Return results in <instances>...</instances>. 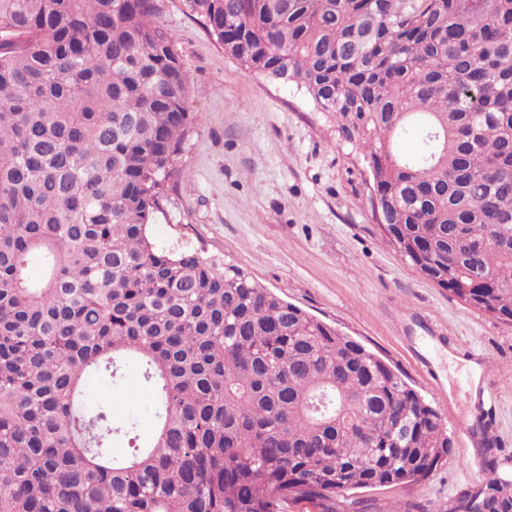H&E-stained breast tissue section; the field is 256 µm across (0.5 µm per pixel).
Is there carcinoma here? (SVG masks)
Wrapping results in <instances>:
<instances>
[{
	"label": "carcinoma",
	"mask_w": 512,
	"mask_h": 512,
	"mask_svg": "<svg viewBox=\"0 0 512 512\" xmlns=\"http://www.w3.org/2000/svg\"><path fill=\"white\" fill-rule=\"evenodd\" d=\"M187 2L363 149L405 260L512 322V0ZM155 16L0 0V512H412L348 497L448 459L405 376L242 269L151 239L194 125ZM126 371L152 395L145 445L89 402ZM487 469L450 512H512Z\"/></svg>",
	"instance_id": "1"
}]
</instances>
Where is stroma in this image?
Instances as JSON below:
<instances>
[{
  "mask_svg": "<svg viewBox=\"0 0 512 512\" xmlns=\"http://www.w3.org/2000/svg\"><path fill=\"white\" fill-rule=\"evenodd\" d=\"M156 4L195 124L150 226L154 242L187 243L238 266L399 368L437 409L452 438L447 462L419 483L359 497L449 512L460 490L488 475L480 438L467 428L481 411L499 442L497 473L512 479V323L462 303L388 245L368 199L363 151L331 115L294 85L248 74L185 0ZM471 360L483 367L476 386ZM107 397L115 421L137 415L149 442L151 394L137 375Z\"/></svg>",
  "mask_w": 512,
  "mask_h": 512,
  "instance_id": "1",
  "label": "stroma"
}]
</instances>
